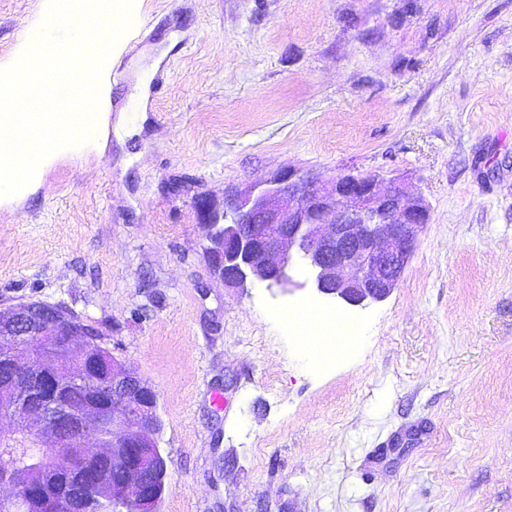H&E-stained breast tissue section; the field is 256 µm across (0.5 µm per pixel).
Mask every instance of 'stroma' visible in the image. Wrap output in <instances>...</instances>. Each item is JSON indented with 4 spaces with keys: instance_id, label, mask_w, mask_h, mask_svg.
I'll return each instance as SVG.
<instances>
[{
    "instance_id": "35a3bbf8",
    "label": "stroma",
    "mask_w": 512,
    "mask_h": 512,
    "mask_svg": "<svg viewBox=\"0 0 512 512\" xmlns=\"http://www.w3.org/2000/svg\"><path fill=\"white\" fill-rule=\"evenodd\" d=\"M134 6L100 150L0 204V309L66 306L156 389L161 512H512V0ZM41 10L0 0V66ZM290 167L427 199L385 300L214 276L200 198ZM306 308L362 339L316 364Z\"/></svg>"
}]
</instances>
